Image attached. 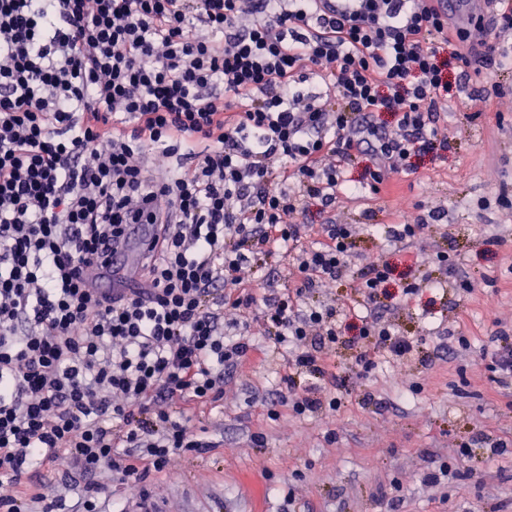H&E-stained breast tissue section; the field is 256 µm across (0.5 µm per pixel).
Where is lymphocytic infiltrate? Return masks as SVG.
Returning a JSON list of instances; mask_svg holds the SVG:
<instances>
[{"mask_svg":"<svg viewBox=\"0 0 512 512\" xmlns=\"http://www.w3.org/2000/svg\"><path fill=\"white\" fill-rule=\"evenodd\" d=\"M441 0H0V512L10 487L63 461L73 512H107L98 477L140 485L210 443L175 404L219 401L248 355L224 318L260 311L294 365L337 379L329 348L361 347L362 373L414 341L384 321L312 302L355 252L348 224L290 223L335 202L357 157L380 192L412 155L444 149L445 56L462 72L505 65L458 52ZM319 75L325 96L298 85ZM398 116L386 132L373 113ZM189 157L146 176L137 159ZM157 224L142 285L125 297L82 273L126 225ZM290 251L293 286L258 306L249 277Z\"/></svg>","mask_w":512,"mask_h":512,"instance_id":"f902f5d3","label":"lymphocytic infiltrate"}]
</instances>
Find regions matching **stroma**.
<instances>
[{
    "label": "stroma",
    "instance_id": "stroma-1",
    "mask_svg": "<svg viewBox=\"0 0 512 512\" xmlns=\"http://www.w3.org/2000/svg\"><path fill=\"white\" fill-rule=\"evenodd\" d=\"M447 73L439 121L447 150L413 157L381 193L360 188L303 218L357 233L353 269L323 288L320 302L348 319L380 317L415 341V351L364 376L357 347L339 345L331 357L343 370L330 383L294 368L293 351L275 348L251 317L257 354L225 379L223 400L184 409L213 448L175 456L150 478L162 512H512V457L493 452L512 445V382H494L488 369L492 336L512 335V67L465 80L452 59ZM475 90L486 101L478 115L463 103ZM420 221L427 228L411 243L383 232ZM438 250L454 269L434 272L418 296L394 290L364 302L358 266L379 259L401 280ZM463 280L472 285L464 304ZM290 285L281 254L252 282L262 303ZM295 390L339 404L298 415Z\"/></svg>",
    "mask_w": 512,
    "mask_h": 512
}]
</instances>
